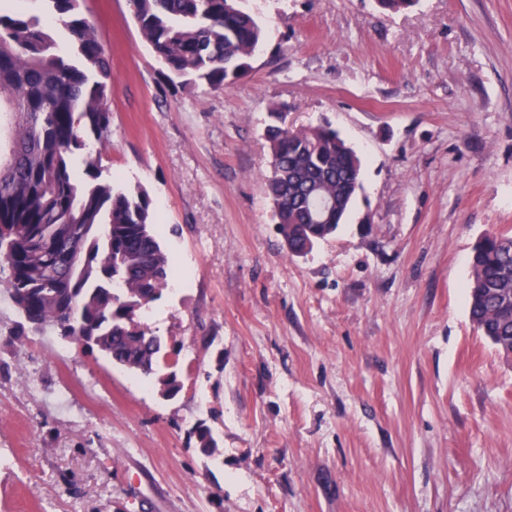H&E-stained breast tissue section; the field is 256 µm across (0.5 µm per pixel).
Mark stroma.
Listing matches in <instances>:
<instances>
[{
    "mask_svg": "<svg viewBox=\"0 0 512 512\" xmlns=\"http://www.w3.org/2000/svg\"><path fill=\"white\" fill-rule=\"evenodd\" d=\"M239 5L263 40L215 90L170 78L127 0L82 4L112 66L102 177L162 226L142 322L182 388L19 332L0 289V512H512V358L467 304L476 243L512 235V0ZM273 105L362 160L301 257L265 189Z\"/></svg>",
    "mask_w": 512,
    "mask_h": 512,
    "instance_id": "obj_1",
    "label": "stroma"
}]
</instances>
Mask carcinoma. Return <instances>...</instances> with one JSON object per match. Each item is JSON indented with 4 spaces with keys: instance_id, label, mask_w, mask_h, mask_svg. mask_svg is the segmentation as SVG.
Returning <instances> with one entry per match:
<instances>
[{
    "instance_id": "cac0c4a2",
    "label": "carcinoma",
    "mask_w": 512,
    "mask_h": 512,
    "mask_svg": "<svg viewBox=\"0 0 512 512\" xmlns=\"http://www.w3.org/2000/svg\"><path fill=\"white\" fill-rule=\"evenodd\" d=\"M68 35L0 3V134L13 157L0 162V284L19 328L50 332L179 392L180 350L129 322L158 300L172 261L151 200L101 180L91 143L110 145L112 70L83 0H45ZM157 59L186 85L219 88L255 53L262 29L236 0H129ZM266 193L288 254L336 233L361 188V160L328 126L269 124ZM83 156L84 177L76 175ZM469 315L504 356L512 350V236L487 233L473 249ZM197 447L218 448L201 422Z\"/></svg>"
}]
</instances>
